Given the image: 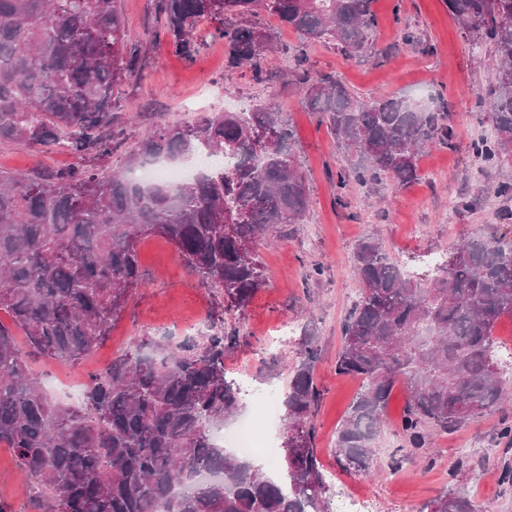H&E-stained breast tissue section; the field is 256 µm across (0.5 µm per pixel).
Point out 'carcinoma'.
<instances>
[{
    "label": "carcinoma",
    "mask_w": 512,
    "mask_h": 512,
    "mask_svg": "<svg viewBox=\"0 0 512 512\" xmlns=\"http://www.w3.org/2000/svg\"><path fill=\"white\" fill-rule=\"evenodd\" d=\"M172 50L191 61L205 19L224 41L225 68L260 73L273 35L252 22L258 7L303 37L368 60L373 0H155ZM120 0H0V141L49 147L68 136L77 156L104 159L118 88L138 64ZM475 44L496 63L491 86L495 136L471 144L486 165L512 160V0H446ZM303 105L358 157L337 185L419 178L422 150L452 145L446 112L401 98L358 99L340 80L305 70ZM272 102L248 112H206L195 123L161 126L129 165L195 155L211 170L173 184L143 185L123 172L78 164L48 185L0 171V312L30 352L76 364L109 336L142 281L138 244L163 236L200 283L243 310L266 285L255 247L309 210L293 131ZM361 296L342 327L336 373L362 380L336 438L348 471H373V444L396 383L408 399L398 434L413 449L425 428L456 430L507 409L495 329L512 318V247L478 234L449 251L430 278L393 262L378 239L354 250ZM239 336L220 330L161 361L126 353L91 375L79 409L53 405L27 353L0 324V447L30 480L48 512H327V485L311 416L319 392L315 350L283 394L280 478L218 447L210 426L235 416L241 389L227 381L224 353ZM420 512H485L460 489Z\"/></svg>",
    "instance_id": "cac0c4a2"
}]
</instances>
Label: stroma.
I'll return each instance as SVG.
<instances>
[{"instance_id":"1","label":"stroma","mask_w":512,"mask_h":512,"mask_svg":"<svg viewBox=\"0 0 512 512\" xmlns=\"http://www.w3.org/2000/svg\"><path fill=\"white\" fill-rule=\"evenodd\" d=\"M131 40L140 46L138 68L121 84L107 135L112 144L109 170H125L126 161L147 130L156 125H184L206 112H220L229 100L255 106L276 101L295 131L310 205L304 223L281 228L278 243L256 251L267 284L245 311L224 308V295L190 275L173 246L152 235L139 247L144 285L135 288L115 321L109 338L79 364L63 365L39 355L27 362L42 390L61 405L79 407L78 389L91 372L113 357L133 351L161 358L195 340L193 327L224 317L225 331L239 345L224 355L227 376L242 388L241 416L256 413L252 389L286 388L301 359L303 344L317 352L313 376L320 396L312 423L316 448L329 490L328 512H347L348 497L365 493L363 512H420L427 501L462 488L490 512H512V489L500 480L503 463L512 462V445L498 440L506 414L486 415L452 433L430 429L424 448L404 449L396 432L407 398L396 385L386 421L374 443L375 476L342 469L336 458V429L362 385L361 379L337 374L342 323L360 296L353 272L356 242L373 235L390 258L409 271L432 273L449 248L476 232L495 231L512 239V218L503 219L495 192L498 174L474 157L470 146L492 138L489 120L494 80L490 49L466 40L445 0H374L376 16L372 60L351 59L334 46L304 40L259 14L273 29L279 51L265 53L262 76L250 69H224L222 41L204 39L195 60L173 54L161 31L163 20L154 0H121ZM414 40L404 41L406 32ZM306 69L340 78L359 99L422 97L432 109L447 113L452 146L429 147L419 161L421 180L402 184L350 183L337 188V175L349 168V153L301 104L296 74ZM66 144L34 149L21 142H0V169L49 176L77 165ZM0 500L12 512H35L27 482L11 452L0 447Z\"/></svg>"}]
</instances>
